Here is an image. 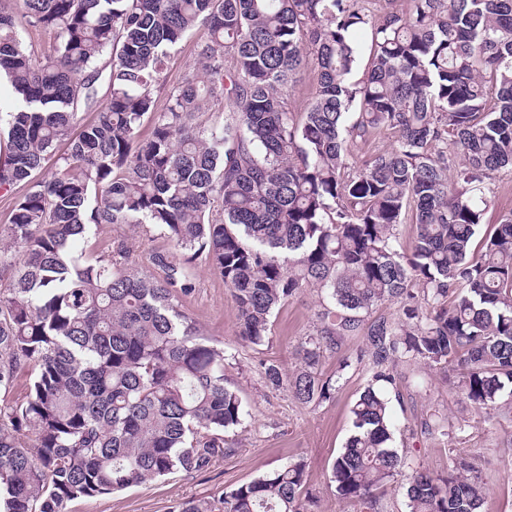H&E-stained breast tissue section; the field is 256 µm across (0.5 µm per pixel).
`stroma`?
<instances>
[{"label":"stroma","instance_id":"obj_1","mask_svg":"<svg viewBox=\"0 0 512 512\" xmlns=\"http://www.w3.org/2000/svg\"><path fill=\"white\" fill-rule=\"evenodd\" d=\"M205 38V29L197 28L178 43L167 61L164 84L154 92L155 111L165 110L167 88L185 81ZM488 199L480 228L484 235L493 232L501 214L512 212V173L496 174ZM120 242L147 272L153 269V253L169 247L151 225L105 224L79 248L102 254ZM193 273L195 288L184 297L183 310L204 336L223 342L228 355L224 379L248 412L242 427L230 434L237 453L217 461L206 473H175L119 493L78 499L68 503L66 512H170L176 502L217 494L296 459L306 464L309 512H355L337 496L330 477L332 464L352 432L351 408L370 378L367 363L360 358L362 337L347 339L322 361L324 375L340 378L334 398L300 403L288 390L267 385L263 365L274 362L288 372L298 367L299 347L313 334L316 314L328 302L325 291L307 288L279 306L265 342L253 345L237 336L234 304L223 279L201 258ZM393 373L395 386H382L381 391L396 425L394 446L407 466L444 474L451 451L477 450L486 487L481 512H512V394L502 393L493 407L479 410L461 393L454 367L404 362ZM433 427L447 429V436L430 435Z\"/></svg>","mask_w":512,"mask_h":512}]
</instances>
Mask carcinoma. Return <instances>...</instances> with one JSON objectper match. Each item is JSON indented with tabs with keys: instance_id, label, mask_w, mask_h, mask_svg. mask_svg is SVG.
I'll return each mask as SVG.
<instances>
[{
	"instance_id": "carcinoma-1",
	"label": "carcinoma",
	"mask_w": 512,
	"mask_h": 512,
	"mask_svg": "<svg viewBox=\"0 0 512 512\" xmlns=\"http://www.w3.org/2000/svg\"><path fill=\"white\" fill-rule=\"evenodd\" d=\"M411 2L375 23L365 0H0V75L16 99L0 187L33 182L0 238V273L10 275L0 392L34 369L25 397L0 406V512H64L238 452L224 435L246 411L225 384L224 345L180 304L200 255L253 345L289 298L327 291L301 366L264 364L271 387L331 399L339 380L323 377L322 359L363 337L372 384L332 465L339 498L378 512L400 476L409 512H480L486 488L469 455L446 475L404 470L373 383L393 384L390 367L407 359L460 367V390L480 409L512 393V213L473 249L486 182L512 170V0ZM17 8L56 31L54 55L27 53ZM200 25L197 66L140 139L171 51ZM366 28L367 72L353 83ZM309 56L316 89L298 121L288 92ZM102 81L110 98L70 135ZM222 104L232 112L224 126L196 122ZM381 129L394 143L354 165L350 147ZM66 137L55 173L33 181ZM409 210L417 232L404 251L397 231ZM103 224L157 228L172 245L152 257L160 275L142 273L122 246L78 254ZM386 302L404 318L367 319ZM306 483L296 461L171 512H304Z\"/></svg>"
}]
</instances>
